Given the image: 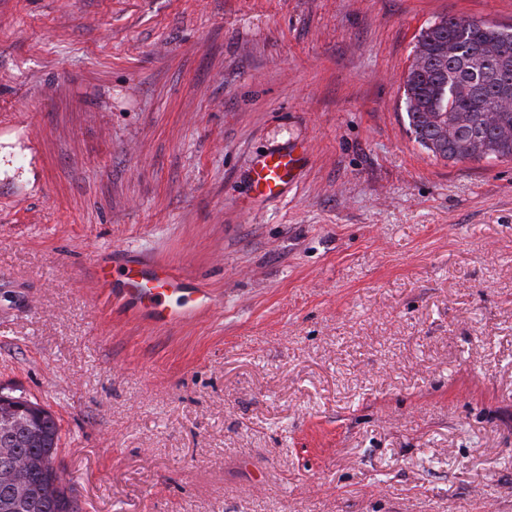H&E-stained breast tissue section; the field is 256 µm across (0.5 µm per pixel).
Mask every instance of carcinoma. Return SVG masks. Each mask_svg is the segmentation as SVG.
Wrapping results in <instances>:
<instances>
[{
  "label": "carcinoma",
  "instance_id": "carcinoma-1",
  "mask_svg": "<svg viewBox=\"0 0 512 512\" xmlns=\"http://www.w3.org/2000/svg\"><path fill=\"white\" fill-rule=\"evenodd\" d=\"M414 55L422 65L411 67L404 84L414 140L448 161H512V28L445 17L420 32ZM442 124L448 141L430 145ZM7 398L25 409L17 414L13 447L0 455V512H80L77 498L50 466L60 441L58 419L33 401ZM30 460L39 465L16 495L1 474Z\"/></svg>",
  "mask_w": 512,
  "mask_h": 512
}]
</instances>
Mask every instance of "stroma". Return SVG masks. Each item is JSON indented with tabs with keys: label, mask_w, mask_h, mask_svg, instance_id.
I'll return each instance as SVG.
<instances>
[{
	"label": "stroma",
	"mask_w": 512,
	"mask_h": 512,
	"mask_svg": "<svg viewBox=\"0 0 512 512\" xmlns=\"http://www.w3.org/2000/svg\"><path fill=\"white\" fill-rule=\"evenodd\" d=\"M448 16L512 0H0V390L82 512H512V161L405 110ZM135 260L216 306L155 324ZM301 158L294 148L270 151L253 160L251 173L256 186L266 195L281 196L293 179Z\"/></svg>",
	"instance_id": "35a3bbf8"
}]
</instances>
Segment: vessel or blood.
I'll use <instances>...</instances> for the list:
<instances>
[{"instance_id":"obj_1","label":"vessel or blood","mask_w":512,"mask_h":512,"mask_svg":"<svg viewBox=\"0 0 512 512\" xmlns=\"http://www.w3.org/2000/svg\"><path fill=\"white\" fill-rule=\"evenodd\" d=\"M301 162L294 149L270 151L254 159L251 173L267 195H282ZM187 277L182 273H156L151 265L127 268L120 291L145 309L155 321L181 323L192 318L195 307L182 303Z\"/></svg>"}]
</instances>
